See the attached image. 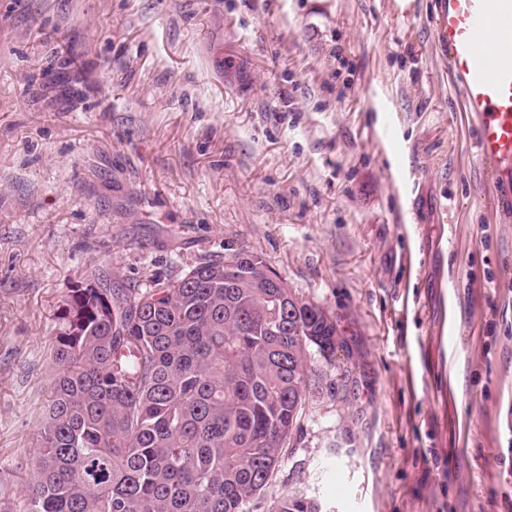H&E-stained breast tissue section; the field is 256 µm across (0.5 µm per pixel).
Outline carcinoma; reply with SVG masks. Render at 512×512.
<instances>
[{
  "label": "carcinoma",
  "mask_w": 512,
  "mask_h": 512,
  "mask_svg": "<svg viewBox=\"0 0 512 512\" xmlns=\"http://www.w3.org/2000/svg\"><path fill=\"white\" fill-rule=\"evenodd\" d=\"M236 268L227 276L226 269ZM257 254L148 287L91 274L62 301L26 512H253L282 464L336 316ZM267 512H315L281 496Z\"/></svg>",
  "instance_id": "cac0c4a2"
}]
</instances>
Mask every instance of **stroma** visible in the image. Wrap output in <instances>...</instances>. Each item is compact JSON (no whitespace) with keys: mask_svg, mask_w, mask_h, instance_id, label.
I'll return each mask as SVG.
<instances>
[{"mask_svg":"<svg viewBox=\"0 0 512 512\" xmlns=\"http://www.w3.org/2000/svg\"><path fill=\"white\" fill-rule=\"evenodd\" d=\"M437 3L0 0V512H24L67 290L239 252L342 333L266 498L506 512L512 218Z\"/></svg>","mask_w":512,"mask_h":512,"instance_id":"stroma-1","label":"stroma"}]
</instances>
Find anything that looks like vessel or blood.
I'll use <instances>...</instances> for the list:
<instances>
[{
    "instance_id": "1",
    "label": "vessel or blood",
    "mask_w": 512,
    "mask_h": 512,
    "mask_svg": "<svg viewBox=\"0 0 512 512\" xmlns=\"http://www.w3.org/2000/svg\"><path fill=\"white\" fill-rule=\"evenodd\" d=\"M438 45L471 116L474 148L490 190L512 214V0H439Z\"/></svg>"
}]
</instances>
